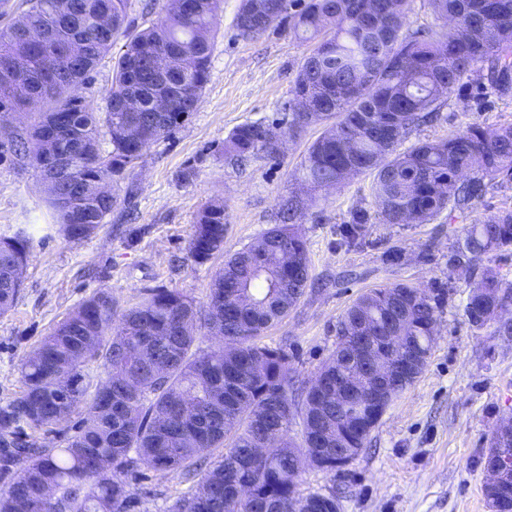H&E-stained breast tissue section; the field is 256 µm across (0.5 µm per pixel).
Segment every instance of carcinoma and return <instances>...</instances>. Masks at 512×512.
I'll return each mask as SVG.
<instances>
[{
    "mask_svg": "<svg viewBox=\"0 0 512 512\" xmlns=\"http://www.w3.org/2000/svg\"><path fill=\"white\" fill-rule=\"evenodd\" d=\"M220 2L166 0L156 21L131 31L128 0H25L23 15L0 28V110L26 117L22 129L0 137V162L25 159L40 173L59 151L83 144L74 191L65 200L49 197L67 238L96 234L116 203L103 188L197 111ZM427 2L450 27L406 29L410 0H241L242 36L289 30L312 42L292 88L305 110L281 124L235 127L224 154L236 161L272 156L275 137L326 122L304 159L305 181L316 189L372 176L373 205L384 224H427L445 211L471 208L495 180L512 182V125L489 130L474 123L400 149L474 72H486L500 95L512 96V0ZM120 35L125 43L98 116L78 89ZM185 55L194 60L190 70L181 66ZM160 93L169 96V111H146ZM132 96L142 110L122 108ZM132 125L137 135L124 136L121 130ZM33 138L45 141L47 152H30ZM302 210L296 197L282 200L280 224L225 257L202 307L178 290L151 288L118 313L101 288L55 325L22 364V394L0 407V473L12 475L0 489V512H130L127 474L138 464L193 482L169 512H304L294 497L303 473L291 452L297 444L280 427L276 406L303 417L306 402L316 399L341 427L367 415L357 403L336 404V375L353 378L358 369L343 363V340L321 367L331 387L317 398L304 386L299 401L292 397L288 349L257 343L310 281L307 246L296 228ZM368 223V212L355 210L341 243L365 244ZM226 230L224 200L212 199L196 217L191 257L202 264L222 252ZM31 240L27 224L0 236L1 314L14 305L15 269L26 263ZM506 250H512L511 209L465 225L449 264L469 287L470 325L497 320L511 335L512 323L501 316L512 283L481 267L485 256ZM449 292L445 284L371 288L346 309L337 333L364 324L383 336L402 331L429 354ZM198 327L224 341L200 350ZM83 406L74 431L71 417ZM27 427L64 439L46 444ZM268 432L278 435L279 447L254 454ZM214 448L224 455L206 467ZM505 458L512 460V437L497 434L484 463Z\"/></svg>",
    "mask_w": 512,
    "mask_h": 512,
    "instance_id": "carcinoma-1",
    "label": "carcinoma"
}]
</instances>
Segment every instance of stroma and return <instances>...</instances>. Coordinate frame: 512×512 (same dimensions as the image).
<instances>
[{
  "label": "stroma",
  "mask_w": 512,
  "mask_h": 512,
  "mask_svg": "<svg viewBox=\"0 0 512 512\" xmlns=\"http://www.w3.org/2000/svg\"><path fill=\"white\" fill-rule=\"evenodd\" d=\"M240 0H222L212 39L210 80L202 102L170 137L152 145L116 188L104 227L70 240L37 172L24 162L0 165V234L19 224L41 230L29 251L17 300L0 314V407L23 390L21 366L66 314L98 289H108L116 310L150 288L176 289L196 303L207 300L225 255L254 242L279 222V203L308 200L299 221L311 280L304 295L262 344L287 346L299 382H309L336 346V325L364 291L403 282L418 288L447 281L448 258L462 227L512 209V183L488 187L472 208L427 224H384L372 218L368 243H340L353 209L371 206V179L353 178L339 189L310 190L301 164L321 126L289 139L276 158L239 163L224 154L238 125L282 118L307 42L283 33L241 37ZM512 124V98L472 80L446 99L437 121L413 130L409 143L444 139L471 123ZM224 200V251L199 264L189 241L199 209ZM400 247L399 264L385 261ZM469 290L457 284L438 321L427 366L399 394L371 433V443L342 471L307 469L302 494L336 492L340 512H491L483 495V455L497 427L512 422V335L497 323L474 329L464 313ZM132 512H167L190 485L181 476L140 468L131 479Z\"/></svg>",
  "instance_id": "35a3bbf8"
}]
</instances>
